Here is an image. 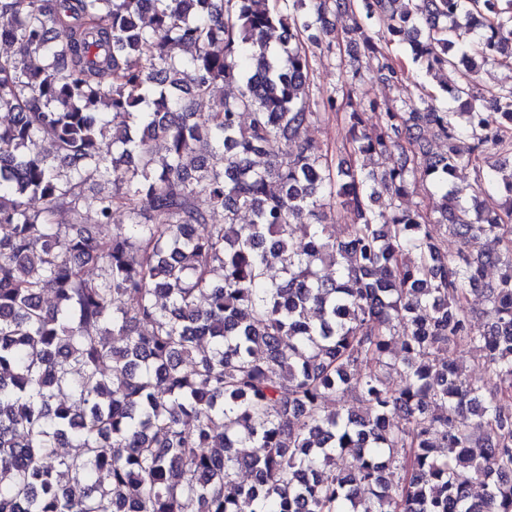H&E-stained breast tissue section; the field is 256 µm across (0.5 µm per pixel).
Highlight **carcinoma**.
I'll return each mask as SVG.
<instances>
[{
  "mask_svg": "<svg viewBox=\"0 0 512 512\" xmlns=\"http://www.w3.org/2000/svg\"><path fill=\"white\" fill-rule=\"evenodd\" d=\"M399 2L365 0L362 18L352 0H0V512H512V179L502 214L456 185L471 169L494 191L480 157L512 159V88L469 80L512 65V0ZM347 13L388 84L404 67L368 26L428 73L465 70L444 108L387 104L374 127L342 113L349 152H399L380 176L332 171L304 139L309 46L332 48L328 15ZM219 83L240 91L195 111ZM41 136L51 160L26 152ZM95 177L113 190L88 200ZM427 181L433 214L401 207ZM85 206L98 223L54 222ZM338 209L354 216L340 238ZM348 395L366 412L332 408Z\"/></svg>",
  "mask_w": 512,
  "mask_h": 512,
  "instance_id": "carcinoma-1",
  "label": "carcinoma"
}]
</instances>
